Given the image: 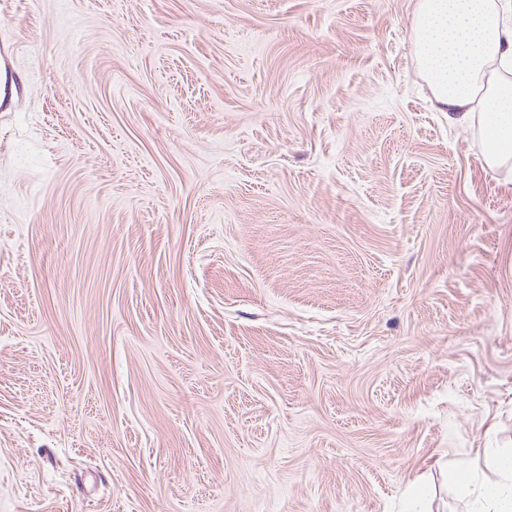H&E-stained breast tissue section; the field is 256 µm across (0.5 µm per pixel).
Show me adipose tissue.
Segmentation results:
<instances>
[{
  "instance_id": "1",
  "label": "adipose tissue",
  "mask_w": 512,
  "mask_h": 512,
  "mask_svg": "<svg viewBox=\"0 0 512 512\" xmlns=\"http://www.w3.org/2000/svg\"><path fill=\"white\" fill-rule=\"evenodd\" d=\"M410 42L437 110L476 129L486 166L512 175V0H416ZM455 481L471 512H512V452L494 474Z\"/></svg>"
}]
</instances>
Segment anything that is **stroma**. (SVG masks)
I'll return each instance as SVG.
<instances>
[{"label":"stroma","instance_id":"35a3bbf8","mask_svg":"<svg viewBox=\"0 0 512 512\" xmlns=\"http://www.w3.org/2000/svg\"><path fill=\"white\" fill-rule=\"evenodd\" d=\"M415 2L0 0V512H463L512 176Z\"/></svg>","mask_w":512,"mask_h":512}]
</instances>
